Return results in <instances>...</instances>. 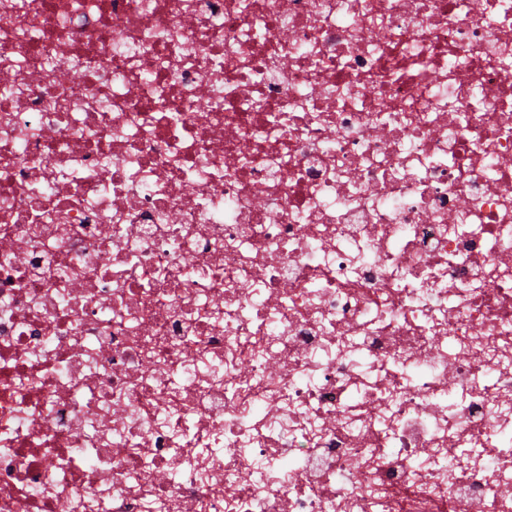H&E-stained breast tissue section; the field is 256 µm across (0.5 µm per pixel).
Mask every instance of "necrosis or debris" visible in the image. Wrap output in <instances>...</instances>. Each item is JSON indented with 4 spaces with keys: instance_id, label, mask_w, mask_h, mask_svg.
I'll return each instance as SVG.
<instances>
[{
    "instance_id": "obj_1",
    "label": "necrosis or debris",
    "mask_w": 512,
    "mask_h": 512,
    "mask_svg": "<svg viewBox=\"0 0 512 512\" xmlns=\"http://www.w3.org/2000/svg\"><path fill=\"white\" fill-rule=\"evenodd\" d=\"M0 73V512H512V0H0Z\"/></svg>"
}]
</instances>
